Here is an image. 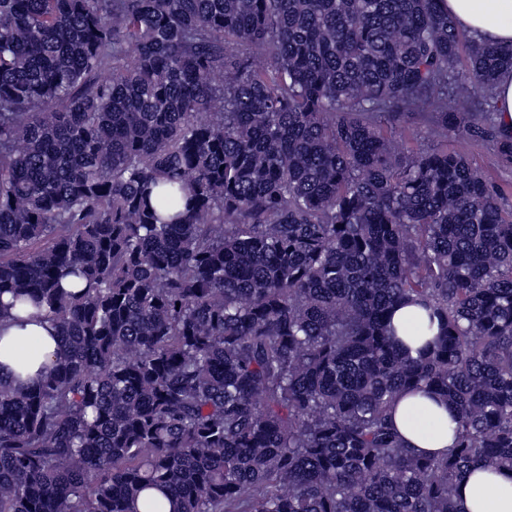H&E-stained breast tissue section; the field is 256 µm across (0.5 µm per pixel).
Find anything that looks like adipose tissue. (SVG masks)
I'll list each match as a JSON object with an SVG mask.
<instances>
[{
  "label": "adipose tissue",
  "instance_id": "ef3b65f1",
  "mask_svg": "<svg viewBox=\"0 0 512 512\" xmlns=\"http://www.w3.org/2000/svg\"><path fill=\"white\" fill-rule=\"evenodd\" d=\"M445 6L460 28L512 48V0H445ZM427 323L425 312L414 304L397 308L392 318L398 339L413 350L431 338ZM58 350V329L48 318H0V373H18L24 386L35 387L49 372ZM455 416L452 407L416 394L396 400L393 421L412 447L441 455L454 443ZM456 502L459 512H512V470L491 473L483 463H472L458 485Z\"/></svg>",
  "mask_w": 512,
  "mask_h": 512
}]
</instances>
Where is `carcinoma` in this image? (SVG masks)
<instances>
[{"instance_id":"obj_1","label":"carcinoma","mask_w":512,"mask_h":512,"mask_svg":"<svg viewBox=\"0 0 512 512\" xmlns=\"http://www.w3.org/2000/svg\"><path fill=\"white\" fill-rule=\"evenodd\" d=\"M442 2L0 0V307L61 336L0 375V512H457L512 469V212L388 135L434 112L512 157V49ZM403 393L456 410L447 454ZM496 120L506 135L512 133V74L502 76L495 89ZM392 324L397 338L412 352L424 345L437 332L435 325L431 331L426 330L427 316L419 306L414 304L397 308L393 314ZM420 328L423 330L418 331ZM456 412L432 396H400L393 412L399 434L412 446L430 454L441 455L454 444ZM460 512H512V470L490 473L481 462L470 465L457 488Z\"/></svg>"}]
</instances>
